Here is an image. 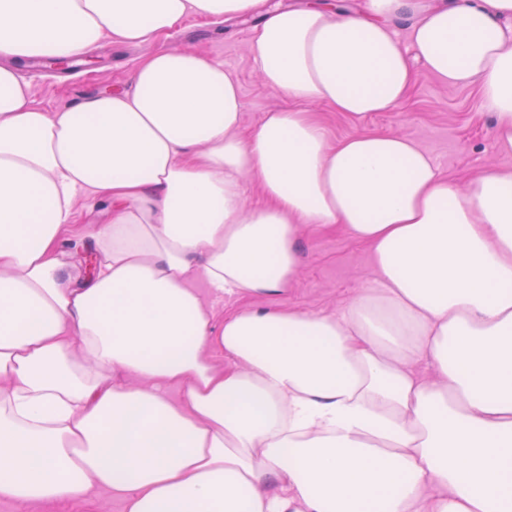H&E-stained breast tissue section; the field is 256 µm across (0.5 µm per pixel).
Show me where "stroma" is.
I'll return each instance as SVG.
<instances>
[{
    "label": "stroma",
    "instance_id": "obj_1",
    "mask_svg": "<svg viewBox=\"0 0 512 512\" xmlns=\"http://www.w3.org/2000/svg\"><path fill=\"white\" fill-rule=\"evenodd\" d=\"M257 23L254 16L215 21L191 15L153 42L128 45L102 41L88 51L92 61L88 67L60 70L24 61L19 63L18 71L32 101L46 111L56 112L97 92L129 88L136 64L147 55L169 49L200 51L223 62L237 77L244 103L241 130L249 133L259 126L266 112L295 105L294 100L266 87L259 78L249 51L251 32ZM413 70L414 81L406 99L366 120H352L326 106H317L329 141L362 129L405 135L432 156L444 176L461 184L490 164L512 168V157L499 155L496 149L493 118L482 111L477 88L446 85L418 64ZM77 208L80 235L67 242L65 249L73 277L82 282L89 275L86 256L99 217L91 199L79 198ZM302 246L299 275L287 298L265 297L259 299V306L276 308L285 304L304 312L333 313L375 278L368 247L345 234L310 228ZM0 512H124V505L101 491L93 500L81 503L23 506L0 500Z\"/></svg>",
    "mask_w": 512,
    "mask_h": 512
}]
</instances>
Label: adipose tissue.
Instances as JSON below:
<instances>
[{
    "label": "adipose tissue",
    "instance_id": "ef3b65f1",
    "mask_svg": "<svg viewBox=\"0 0 512 512\" xmlns=\"http://www.w3.org/2000/svg\"><path fill=\"white\" fill-rule=\"evenodd\" d=\"M251 12L269 88L363 120L404 99L415 58L478 88L512 155V0H0V499L512 512V168L461 189L412 138L332 145L303 109L242 135L236 78L197 52L60 112L13 67ZM82 196L105 210L79 284L59 241ZM326 226L369 247L372 284L334 313L256 306ZM200 279L248 306L216 320Z\"/></svg>",
    "mask_w": 512,
    "mask_h": 512
}]
</instances>
